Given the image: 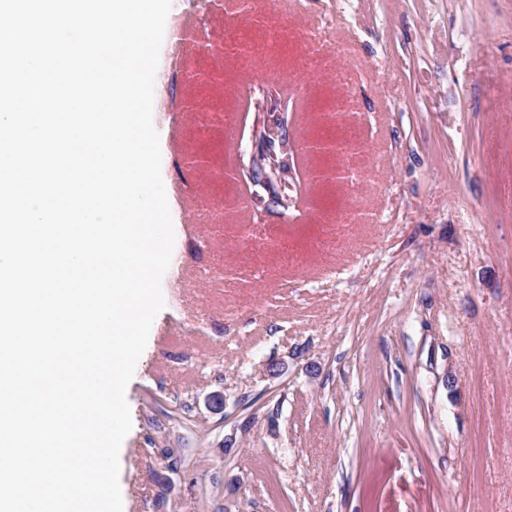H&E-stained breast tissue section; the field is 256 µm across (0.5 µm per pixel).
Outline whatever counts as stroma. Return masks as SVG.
Listing matches in <instances>:
<instances>
[{"mask_svg": "<svg viewBox=\"0 0 512 512\" xmlns=\"http://www.w3.org/2000/svg\"><path fill=\"white\" fill-rule=\"evenodd\" d=\"M236 4L166 20L253 51L195 53L191 84L160 49L175 242L126 389L127 512H512V0H253L263 28ZM260 85L302 191L257 213L224 170Z\"/></svg>", "mask_w": 512, "mask_h": 512, "instance_id": "stroma-1", "label": "stroma"}]
</instances>
